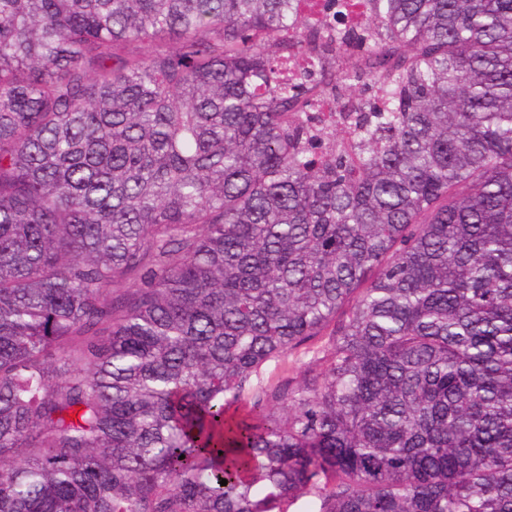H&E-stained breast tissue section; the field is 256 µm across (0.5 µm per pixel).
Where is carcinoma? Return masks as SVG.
I'll return each mask as SVG.
<instances>
[{
  "label": "carcinoma",
  "mask_w": 512,
  "mask_h": 512,
  "mask_svg": "<svg viewBox=\"0 0 512 512\" xmlns=\"http://www.w3.org/2000/svg\"><path fill=\"white\" fill-rule=\"evenodd\" d=\"M294 2L0 0V512H512V0ZM342 81V73L336 69L331 81L323 80V77H318V85L323 89L322 94V107L321 112H325L326 121L329 122V112H336V85Z\"/></svg>",
  "instance_id": "cac0c4a2"
}]
</instances>
